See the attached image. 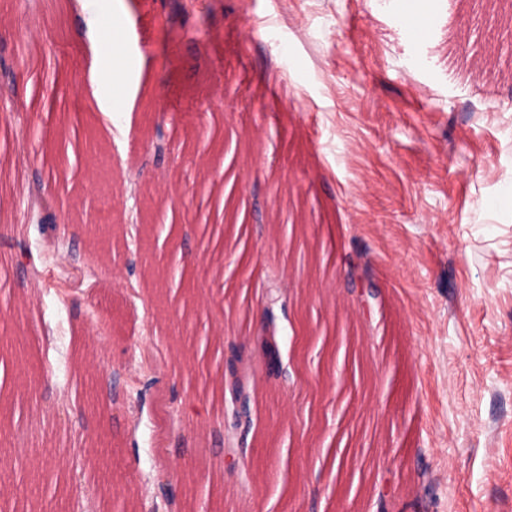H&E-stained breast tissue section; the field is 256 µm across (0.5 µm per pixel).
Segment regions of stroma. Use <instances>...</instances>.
<instances>
[{
  "mask_svg": "<svg viewBox=\"0 0 512 512\" xmlns=\"http://www.w3.org/2000/svg\"><path fill=\"white\" fill-rule=\"evenodd\" d=\"M486 2L425 0L418 32L415 0H125L143 43L203 11L213 39L146 68L141 97L174 100L177 158L155 166L141 149L96 177L115 139L79 90L89 45L0 0V38L56 32L19 61L28 137L0 119V225L26 223L30 168L50 156L67 158L56 187L71 224H96L100 198L116 211L135 188L153 199L110 252L79 237L85 265L32 231L0 240V337L22 355L0 395V467L37 449L57 474L45 492L7 480L0 502L150 512L164 472L181 512H377L383 495L393 512H512V67H474L456 27ZM144 235L161 245L163 312L126 264ZM292 245L303 267L284 284L310 306L308 334L293 342L281 321L280 351L305 360L287 384L257 382L252 459L280 477L243 485L219 464L212 380L260 322L254 282ZM349 255L374 294L366 315ZM116 370L125 407L78 426L64 403Z\"/></svg>",
  "mask_w": 512,
  "mask_h": 512,
  "instance_id": "obj_1",
  "label": "stroma"
}]
</instances>
